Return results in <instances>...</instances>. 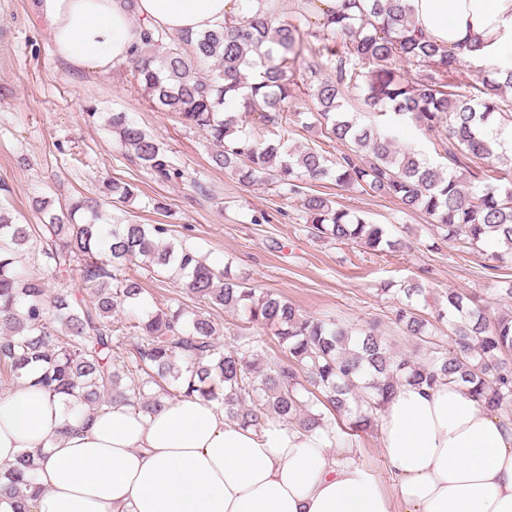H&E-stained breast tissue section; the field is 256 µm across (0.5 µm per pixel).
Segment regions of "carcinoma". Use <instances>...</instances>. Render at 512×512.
Listing matches in <instances>:
<instances>
[{
    "label": "carcinoma",
    "instance_id": "1",
    "mask_svg": "<svg viewBox=\"0 0 512 512\" xmlns=\"http://www.w3.org/2000/svg\"><path fill=\"white\" fill-rule=\"evenodd\" d=\"M314 0L288 14L277 0H245L217 30L172 34L142 20L129 62L155 107L175 115L215 146L214 166L244 183H272L300 197L316 239L395 252L400 239L303 184L326 179L394 198L402 209L431 219L432 236L460 242L487 259L512 261V156L497 151L512 131V66L484 67L471 89L456 90V51L416 28L408 0H339L318 17ZM408 65L409 77L400 71ZM302 70L321 135L346 147L291 146L290 111ZM356 90L364 109L436 132L430 162L395 146L375 124L342 111ZM264 138L243 130V117ZM112 137L156 180L181 176L164 145L126 112L110 119ZM118 203L135 195L108 181ZM39 224H20L0 201V373L50 395L74 397L88 410L117 401L150 412L166 400L198 395L224 416L262 431L272 419L306 431H328L331 446L353 445L401 383L458 385L489 408L512 416V313L491 318L474 297L449 291L435 320L417 313L426 285L404 281L393 324L412 339L419 361L397 356L373 327L353 333L335 319H315L271 293H256L230 270L198 251L166 240L167 224L99 223V199L80 196L59 209L35 197ZM175 274L186 293L209 308L240 310L246 332L220 348L219 324L183 308L129 309L142 303L140 280L126 266ZM79 272L80 287L66 275ZM448 348L435 347L441 326ZM258 328L281 352L261 360ZM132 350H127V342ZM342 423L339 429L334 424ZM31 454L0 474L8 495L0 512H30L42 488Z\"/></svg>",
    "mask_w": 512,
    "mask_h": 512
}]
</instances>
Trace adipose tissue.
<instances>
[{
    "label": "adipose tissue",
    "instance_id": "obj_1",
    "mask_svg": "<svg viewBox=\"0 0 512 512\" xmlns=\"http://www.w3.org/2000/svg\"><path fill=\"white\" fill-rule=\"evenodd\" d=\"M241 0H39L61 58L108 71L137 43L131 15L166 31L221 28ZM431 40L476 62L512 52V0H409ZM391 491L324 430L263 432L199 397L152 412H68L32 381L0 400V472L41 452L34 512H512V418L467 391L404 385L379 417Z\"/></svg>",
    "mask_w": 512,
    "mask_h": 512
}]
</instances>
